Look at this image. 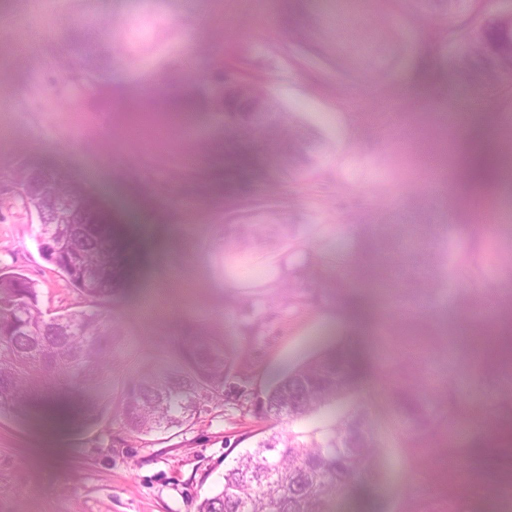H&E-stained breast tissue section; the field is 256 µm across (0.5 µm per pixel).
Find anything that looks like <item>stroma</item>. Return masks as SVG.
<instances>
[{"label":"stroma","instance_id":"stroma-1","mask_svg":"<svg viewBox=\"0 0 512 512\" xmlns=\"http://www.w3.org/2000/svg\"><path fill=\"white\" fill-rule=\"evenodd\" d=\"M337 0H0V268L38 283L51 317L92 308L118 322L112 387L172 368L191 337L225 341L222 408L189 427L130 439L119 408L102 423L53 425L0 410V512H193L269 426L309 431L332 410L271 423L262 403L287 370L348 351L382 454L369 492L333 512H512V182L471 186L466 139L512 161V91H477L431 61L445 15L413 0H361L395 23L392 63L349 73L294 38ZM96 43L87 62L81 44ZM226 69L263 84L317 144L311 168L242 143L209 111L207 78ZM88 184L127 247L124 287L95 304L39 252L16 169ZM283 206L279 250L224 251L236 214ZM418 232L430 285H384ZM349 271L336 281V263ZM309 268L288 304L277 288ZM425 355L426 407L400 398L407 352ZM466 434L449 431V417Z\"/></svg>","mask_w":512,"mask_h":512}]
</instances>
